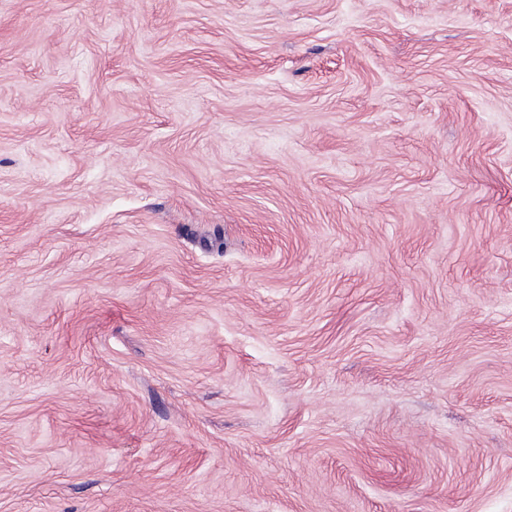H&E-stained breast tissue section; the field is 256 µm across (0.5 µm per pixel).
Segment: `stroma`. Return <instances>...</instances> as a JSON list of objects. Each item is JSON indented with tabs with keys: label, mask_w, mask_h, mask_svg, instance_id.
<instances>
[{
	"label": "stroma",
	"mask_w": 512,
	"mask_h": 512,
	"mask_svg": "<svg viewBox=\"0 0 512 512\" xmlns=\"http://www.w3.org/2000/svg\"><path fill=\"white\" fill-rule=\"evenodd\" d=\"M0 512H512V0H0Z\"/></svg>",
	"instance_id": "stroma-1"
}]
</instances>
